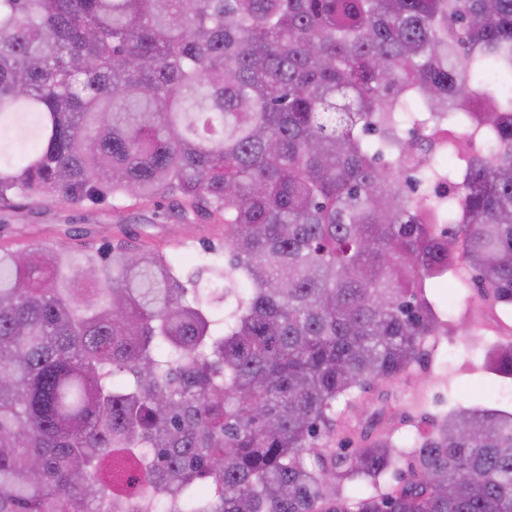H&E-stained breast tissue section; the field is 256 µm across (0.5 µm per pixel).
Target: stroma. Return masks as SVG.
Wrapping results in <instances>:
<instances>
[{
  "instance_id": "stroma-1",
  "label": "stroma",
  "mask_w": 512,
  "mask_h": 512,
  "mask_svg": "<svg viewBox=\"0 0 512 512\" xmlns=\"http://www.w3.org/2000/svg\"><path fill=\"white\" fill-rule=\"evenodd\" d=\"M121 229L126 231L131 246L152 242L189 271L198 266V257L205 249H219L224 244L220 226L202 220L181 223L166 204L151 209L130 203L120 209L109 205L75 208L61 204L34 205L19 198L0 210V238L15 243L49 239L63 244L68 242L70 234L83 230L98 246ZM478 294L474 279H467L459 296L448 301L447 335L440 337L424 364L415 368L406 383L384 385L366 394L363 414L352 421L355 429L366 428L369 413L376 409L382 413L380 427L394 429L399 438L413 437L420 417L433 419L456 406L478 402L489 408L512 410V381L481 369L482 344L512 337V315L488 306L479 309L471 326L473 334L481 336L482 343L472 344L460 323L464 315L461 303Z\"/></svg>"
}]
</instances>
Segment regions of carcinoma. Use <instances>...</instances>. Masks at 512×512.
I'll list each match as a JSON object with an SVG mask.
<instances>
[{
  "label": "carcinoma",
  "mask_w": 512,
  "mask_h": 512,
  "mask_svg": "<svg viewBox=\"0 0 512 512\" xmlns=\"http://www.w3.org/2000/svg\"><path fill=\"white\" fill-rule=\"evenodd\" d=\"M16 197L170 201L229 259L0 245V512H512V413L320 444L448 333V275L512 309V0H0Z\"/></svg>",
  "instance_id": "obj_1"
}]
</instances>
